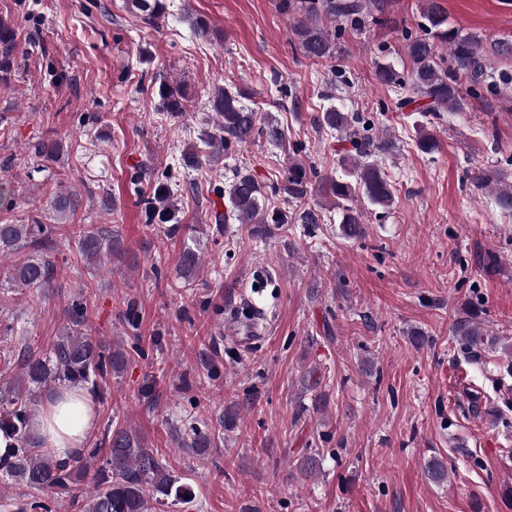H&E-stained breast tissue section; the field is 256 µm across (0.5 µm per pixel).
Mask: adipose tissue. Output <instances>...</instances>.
I'll use <instances>...</instances> for the list:
<instances>
[{"mask_svg":"<svg viewBox=\"0 0 512 512\" xmlns=\"http://www.w3.org/2000/svg\"><path fill=\"white\" fill-rule=\"evenodd\" d=\"M95 422L88 391L83 386L70 385L59 388L57 395L46 400L32 428L43 445L63 461L83 452Z\"/></svg>","mask_w":512,"mask_h":512,"instance_id":"ef3b65f1","label":"adipose tissue"}]
</instances>
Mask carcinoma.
Instances as JSON below:
<instances>
[{
	"instance_id": "cac0c4a2",
	"label": "carcinoma",
	"mask_w": 512,
	"mask_h": 512,
	"mask_svg": "<svg viewBox=\"0 0 512 512\" xmlns=\"http://www.w3.org/2000/svg\"><path fill=\"white\" fill-rule=\"evenodd\" d=\"M129 9L140 14L145 23L153 25L167 10L166 0H127ZM279 8L291 14L292 33L303 54L315 60L329 59L336 54V35L325 24L332 18L356 22L365 9V0H279ZM428 22L425 35L409 38L406 50L412 62L408 81L429 103L422 112L438 116L447 110L460 112L463 98L455 75L444 67L445 59L440 48L450 47L455 70L461 71L474 84L480 83L488 62L493 57L512 56V42L502 41L488 53L476 39L463 36L448 28L445 16L432 3L424 14ZM14 34L8 24L0 21V83L7 80L14 67ZM159 95L163 100L162 111L175 116L184 111L185 95L179 86L162 83ZM244 96L229 87L218 89L206 106L215 112V132L205 134L201 145L191 146L182 152L179 165L187 170H197L205 162L232 156L234 150L255 139L288 150L284 128L274 119H265L243 102ZM318 125L331 131L345 133L353 139L356 155L345 168L344 177L326 175L312 183L303 161L290 158L283 181L269 187L249 173L232 169L229 185L223 191L226 210L224 221H237L253 225L252 233H265L268 224L288 223L282 208L269 205V194H283L288 200H302L315 193L334 201L342 208L341 234L351 240L365 235L363 214L349 202L363 196L370 205L388 209L394 202L391 183L383 169L371 157L388 150L385 139L374 141L360 138L356 133L361 123L360 114L348 112L336 105L323 109L317 118ZM145 209L162 222L172 220L176 204L168 186L160 185L144 199ZM80 205L75 193L59 192L54 195L48 211L59 220L77 211ZM55 224H47L43 217L31 219L29 224L0 222V255H9L19 249L31 252L28 260L14 269L12 282L19 288H47L52 282L55 265L43 249L49 247ZM121 239L118 231L109 227L89 226L78 239L77 254L85 262L102 263L119 250ZM200 257L191 249L183 252L182 272L190 276L199 269ZM66 314L70 324L65 326L51 348L39 353L24 345V355L19 369L3 361L0 370V429L12 431L17 449L13 464L0 477L5 485L19 483L54 500L69 499L81 505L82 512H152L157 505L176 506L188 502V490L178 484L160 453L141 445L139 437L130 429L112 431L106 455L94 467L100 449L93 448L88 457L78 456L68 461L56 459L49 449L33 445L29 432L35 406L42 393L55 386L81 384L91 393L101 392L102 382L121 373L129 359L128 352L117 349L105 351L99 343L83 332L86 306L73 304ZM452 335L462 348L474 353L484 346L496 348L499 338L487 334L478 321V313L466 316L452 325ZM181 444L203 448L208 438L197 426L181 431ZM13 512H32L41 509L51 512L43 502L23 495L11 500Z\"/></svg>"
}]
</instances>
